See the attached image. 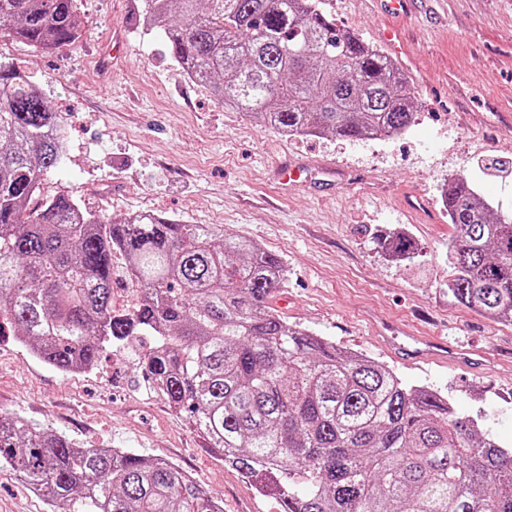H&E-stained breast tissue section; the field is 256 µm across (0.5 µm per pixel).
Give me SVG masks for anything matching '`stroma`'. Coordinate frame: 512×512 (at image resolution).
Returning a JSON list of instances; mask_svg holds the SVG:
<instances>
[{"label":"stroma","instance_id":"1","mask_svg":"<svg viewBox=\"0 0 512 512\" xmlns=\"http://www.w3.org/2000/svg\"><path fill=\"white\" fill-rule=\"evenodd\" d=\"M144 0H79L81 38L40 53L0 38V64L37 85L60 117L68 148L44 194L62 191L110 221L137 213L221 224L278 255L287 270L279 315L438 391L458 415L512 444V325L455 303L443 205L450 182H471L494 213L512 216V0H324L337 26L380 46L396 30L415 91L413 125L398 137L288 136L225 108L169 56L161 29L139 23ZM286 167L301 169L291 185ZM402 235L413 259L381 243ZM410 327L486 349L481 372L409 367L379 337ZM99 448L166 459L224 512H281L225 465L209 441L148 390L133 351L89 372L64 373L0 335V412ZM0 512H47L0 469Z\"/></svg>","mask_w":512,"mask_h":512}]
</instances>
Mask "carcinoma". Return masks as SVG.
Listing matches in <instances>:
<instances>
[{
    "label": "carcinoma",
    "mask_w": 512,
    "mask_h": 512,
    "mask_svg": "<svg viewBox=\"0 0 512 512\" xmlns=\"http://www.w3.org/2000/svg\"><path fill=\"white\" fill-rule=\"evenodd\" d=\"M322 0H146L170 57L224 105L290 136L386 140L414 89ZM77 0H0V29L37 51L80 37ZM41 92L0 67V326L64 373L133 345L144 382L283 512H512V448L480 417L288 323L281 260L222 224L135 214L116 223L44 195L64 155ZM444 205L458 304L512 322V220L464 179ZM400 259L409 239L386 243ZM125 260L117 303L114 258ZM48 512H223L178 466L0 415V469Z\"/></svg>",
    "instance_id": "cac0c4a2"
}]
</instances>
